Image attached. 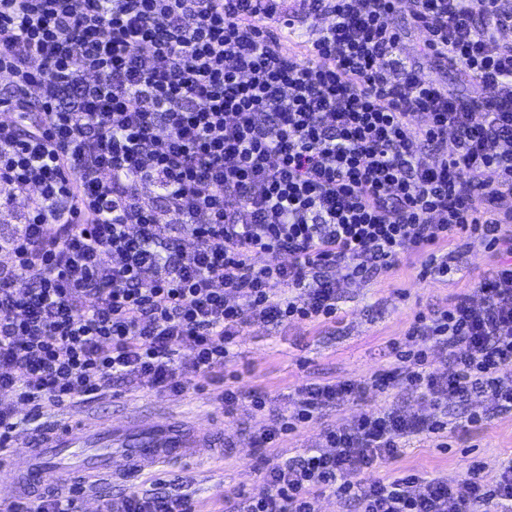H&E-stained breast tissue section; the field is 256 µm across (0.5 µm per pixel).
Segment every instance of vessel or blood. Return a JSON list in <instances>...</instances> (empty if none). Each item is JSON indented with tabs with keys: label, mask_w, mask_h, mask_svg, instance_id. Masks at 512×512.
I'll return each mask as SVG.
<instances>
[{
	"label": "vessel or blood",
	"mask_w": 512,
	"mask_h": 512,
	"mask_svg": "<svg viewBox=\"0 0 512 512\" xmlns=\"http://www.w3.org/2000/svg\"><path fill=\"white\" fill-rule=\"evenodd\" d=\"M224 448L223 434L168 410L159 420L135 414L107 428L85 420L26 439L25 464L0 453V487L34 494L49 483L65 487L76 473L96 485L125 481L166 463L198 466Z\"/></svg>",
	"instance_id": "obj_1"
}]
</instances>
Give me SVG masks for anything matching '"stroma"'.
<instances>
[{
	"mask_svg": "<svg viewBox=\"0 0 512 512\" xmlns=\"http://www.w3.org/2000/svg\"><path fill=\"white\" fill-rule=\"evenodd\" d=\"M423 41L421 31L408 29L405 52L420 61L425 77L440 80L462 93L490 97L489 89L466 81L446 63L424 59ZM447 249L457 267L451 279L421 278L419 272L428 254L419 251L400 259L390 270L357 282L341 283L337 291L338 313L333 321L315 325L301 320L282 324L258 322L246 328L225 362L224 371L234 374V384L242 393L255 391L264 395V411H254L245 403L234 417H224L210 383L180 394L159 392L146 385L128 391L117 384L111 393L98 400L78 403L60 412L46 411L36 422L30 419L25 406L16 405L17 436L28 437L38 427L87 412L107 421L125 408L170 405L185 416L213 420L216 428L234 440L235 446L206 471H190L177 465L167 468L158 477L164 480L166 490L193 493L202 502L222 505L224 512H243L248 499L261 497L267 491L261 470L318 446L325 429L351 423L361 413L384 405H396L410 413L425 412V404L408 395L398 379L393 378L396 362L390 345L408 341L413 347H421V339L406 338L418 314L447 309L461 294L480 302L479 286L493 277L498 265L496 253L478 242H467L462 234L449 236ZM384 373L392 376L385 391L368 389L356 399L322 411L297 432L281 438L277 447L255 445V436L282 412L299 386L359 382ZM462 407L485 415L483 425L456 430L449 435V447L445 450L428 442L411 441L399 457L373 471V478L395 477L413 469L459 487L469 469L477 465L483 466L485 477H493L499 460L512 455V411L491 409L489 401L480 394L472 395ZM462 407L452 403L448 410L455 413Z\"/></svg>",
	"mask_w": 512,
	"mask_h": 512,
	"instance_id": "stroma-1",
	"label": "stroma"
}]
</instances>
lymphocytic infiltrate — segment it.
Segmentation results:
<instances>
[{"mask_svg": "<svg viewBox=\"0 0 512 512\" xmlns=\"http://www.w3.org/2000/svg\"><path fill=\"white\" fill-rule=\"evenodd\" d=\"M274 0H0V189L25 198L0 240V396L45 410L118 383L181 393L219 385L225 416L241 394L224 362L255 321L336 316L339 281L425 250L424 275L451 272L457 230L495 251L482 301L456 298L394 346L405 388L433 408L484 394L512 410V0H308L310 37L287 51ZM425 33L491 97L422 77L403 28ZM328 24H320V16ZM160 194L163 208L151 196ZM193 240L184 249L183 240ZM342 277H333L335 269ZM308 289L307 298L296 297ZM445 352L432 368L427 347ZM191 354V373L175 363ZM361 382L297 388L293 411L258 441L274 447ZM476 414L392 407L325 430L322 444L267 469L246 512H317L324 493L359 512H512V457L465 491L408 470L361 472L412 438L442 442ZM80 485L7 512H79ZM102 512H204L188 493L132 488Z\"/></svg>", "mask_w": 512, "mask_h": 512, "instance_id": "lymphocytic-infiltrate-1", "label": "lymphocytic infiltrate"}]
</instances>
